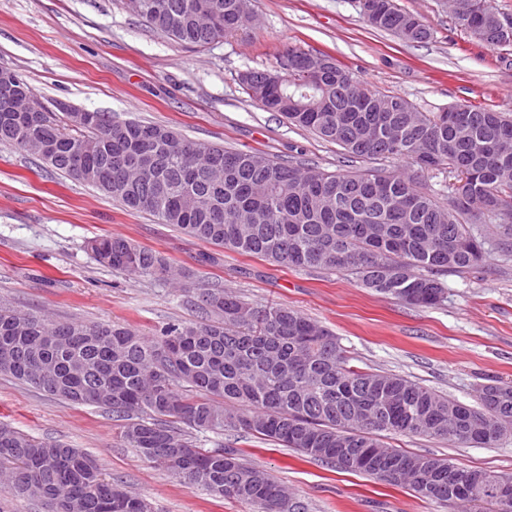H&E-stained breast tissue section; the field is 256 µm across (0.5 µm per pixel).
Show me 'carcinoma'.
<instances>
[{
	"label": "carcinoma",
	"instance_id": "1",
	"mask_svg": "<svg viewBox=\"0 0 512 512\" xmlns=\"http://www.w3.org/2000/svg\"><path fill=\"white\" fill-rule=\"evenodd\" d=\"M138 13L168 38L205 47L245 28L251 0H141ZM364 22L410 43L432 30L394 0H359ZM489 0H457L452 15L490 47L512 46ZM418 28L412 29L414 21ZM290 45L276 66L250 70L241 84L260 107L340 146L351 158L402 157L412 169L330 172L251 151L187 140L165 125L95 112L86 125L72 113L40 112L17 130L0 102V143L33 151L51 145L48 167L81 179L126 208L151 214L202 242L295 269L347 271L359 283L407 304L444 296L440 276L484 261L474 233L492 224L512 248V117L471 105L464 122L421 112L404 98L359 89L329 55ZM163 131L147 140L143 132ZM84 154L81 167L71 153ZM451 168L466 181L440 198L424 172ZM100 262L130 275H163L160 253L121 237H99ZM185 291L202 316L147 338L119 324L56 321L0 306V373L60 400L97 405L125 421L123 438L147 461L190 485L250 506L252 512H306L239 448L204 449L185 429L235 431L292 448L339 471L363 473L465 512H512V476L457 467L382 444V432L427 435L462 447L492 448L512 432V382L482 387L479 406L438 394L399 375L349 365L338 338L282 304L255 308L198 279ZM35 497L50 512H151L77 448L35 440L0 425V493Z\"/></svg>",
	"mask_w": 512,
	"mask_h": 512
}]
</instances>
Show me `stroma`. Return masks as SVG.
Listing matches in <instances>:
<instances>
[{
	"label": "stroma",
	"instance_id": "35a3bbf8",
	"mask_svg": "<svg viewBox=\"0 0 512 512\" xmlns=\"http://www.w3.org/2000/svg\"><path fill=\"white\" fill-rule=\"evenodd\" d=\"M395 2L431 27L429 42L410 44L369 27L357 0H253L254 19L244 31L205 47L169 39L124 0H0V69L21 76L35 100L57 113L108 112L169 126L193 141L340 172L371 163L262 110L245 93L242 72L272 67L291 45L333 56L363 89L403 97L423 112L467 104L512 114V48L477 43L440 0ZM105 235L159 252L169 275L101 265L86 243ZM484 249L481 265L444 275L442 302L414 307L359 287L348 273L291 269L210 248L0 144V301L60 321L116 322L150 338L199 318L182 286L201 277L255 307L283 303L318 321L336 333L352 366L407 377L474 407L484 385L512 382V255L490 238ZM206 251L216 264H198ZM0 425L80 449L152 512H251L143 459L111 412L60 401L3 373ZM192 438L205 448L243 449L307 512H462L270 441L231 431H196ZM382 440L463 469L512 474V434L492 448L398 434Z\"/></svg>",
	"mask_w": 512,
	"mask_h": 512
}]
</instances>
